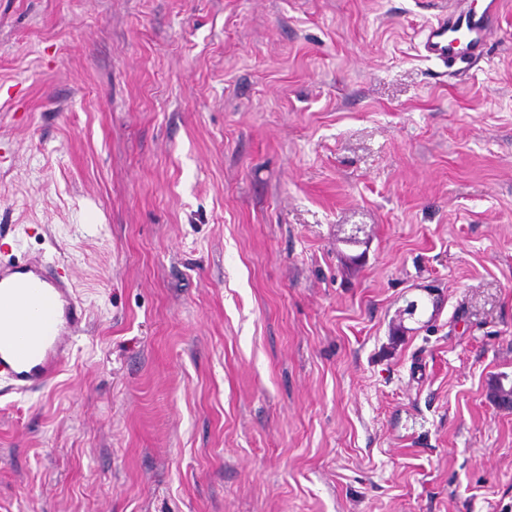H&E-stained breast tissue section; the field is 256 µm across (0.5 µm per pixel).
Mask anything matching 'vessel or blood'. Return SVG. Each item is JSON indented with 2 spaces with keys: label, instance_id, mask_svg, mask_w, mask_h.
Segmentation results:
<instances>
[{
  "label": "vessel or blood",
  "instance_id": "b4317fda",
  "mask_svg": "<svg viewBox=\"0 0 512 512\" xmlns=\"http://www.w3.org/2000/svg\"><path fill=\"white\" fill-rule=\"evenodd\" d=\"M501 7L502 0H483L480 9H462L450 0L423 30L426 58L448 68L484 58ZM86 320L75 287L55 263L0 264V373L17 392L39 390L59 375Z\"/></svg>",
  "mask_w": 512,
  "mask_h": 512
}]
</instances>
